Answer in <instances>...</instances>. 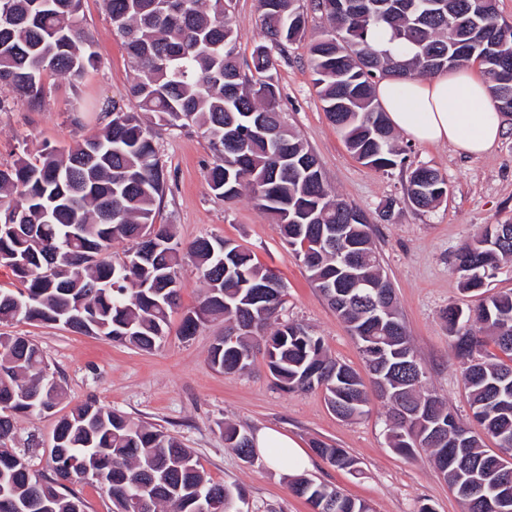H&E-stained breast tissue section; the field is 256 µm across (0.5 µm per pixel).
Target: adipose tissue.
Returning a JSON list of instances; mask_svg holds the SVG:
<instances>
[{"label":"adipose tissue","instance_id":"ef3b65f1","mask_svg":"<svg viewBox=\"0 0 512 512\" xmlns=\"http://www.w3.org/2000/svg\"><path fill=\"white\" fill-rule=\"evenodd\" d=\"M375 95L392 128L422 145L446 144L460 155L479 157L504 132L490 85L472 68L426 78H387L376 84ZM252 443L271 465L286 459L298 473L309 464L304 449L287 434L263 428Z\"/></svg>","mask_w":512,"mask_h":512}]
</instances>
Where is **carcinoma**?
Masks as SVG:
<instances>
[{"label": "carcinoma", "instance_id": "1", "mask_svg": "<svg viewBox=\"0 0 512 512\" xmlns=\"http://www.w3.org/2000/svg\"><path fill=\"white\" fill-rule=\"evenodd\" d=\"M311 0L329 29L308 43L309 66L323 110L362 164L387 171L405 164L403 149L374 93L388 77H427L477 62L492 84L497 110L512 112V25L496 0ZM230 0H103L123 38L136 75L123 99L99 104L107 122L66 150L43 149L0 169V267L21 285L0 288V324L27 320L151 351L179 306L178 271L193 262L206 284L188 310L182 334L224 321L209 362L243 371L263 346L271 375L288 391L319 390L337 416H363L369 393L387 401L389 445L410 457L430 451L455 491L462 512H512V460L484 447L490 437L512 450V292L444 313L453 355L466 361L462 382L476 432L438 396L425 391V371L399 318L397 297L384 280L365 214L339 198L314 152L288 125L280 108L272 50L304 39L303 0H260L263 42L241 71L239 32L227 17ZM413 46L409 54L380 51L374 37ZM82 0H0V88L31 107L41 105L44 77H66L74 92L75 123L83 111L81 80L94 66ZM195 126L212 152L211 190L230 203L244 195L276 221L338 318L357 340L370 370L365 383L332 358L305 325L280 320L285 284L239 245L202 237L188 245L175 225L156 223L164 194L157 130ZM435 168L413 169L403 202L428 209L447 195ZM512 224H485L455 254L467 292L481 288L512 258ZM132 246L119 259L112 244ZM356 257L370 288L348 284L347 259ZM493 350H488V347ZM63 395L40 348L24 336L0 334V512H85L72 485L91 479L106 488L116 512H244L237 486L204 475L191 451L163 428L89 398L58 420L52 436L53 477L41 481L28 462L6 448L20 415L51 413ZM224 441L255 461L252 438L224 427ZM332 467L357 471V461L326 442L313 445ZM292 492L312 512H371L340 488L297 475Z\"/></svg>", "mask_w": 512, "mask_h": 512}]
</instances>
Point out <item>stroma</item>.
<instances>
[{
	"label": "stroma",
	"instance_id": "stroma-1",
	"mask_svg": "<svg viewBox=\"0 0 512 512\" xmlns=\"http://www.w3.org/2000/svg\"><path fill=\"white\" fill-rule=\"evenodd\" d=\"M83 15L98 60L82 80L85 92L98 100L126 97L135 66L113 31L102 0H84ZM230 17L241 34L239 60L250 64L255 46L263 40L259 0H232ZM277 63L281 104L289 123L316 153L326 181L372 221L381 266L427 372L428 390L462 420H470L461 381L463 364L450 354L443 313L451 304L471 307L480 296L512 292V261L503 262L478 293L463 291L453 266L455 251L482 225L512 224V114L504 118L502 139L481 157L460 156L447 145L422 146L403 136L399 143L407 148L405 166L379 171L360 163L327 119L312 83L307 42L292 45ZM44 83L47 97L36 110L14 102L9 91L0 92L5 102L0 109V168L12 166L18 157L36 156L46 147H68L99 127L102 116L97 112L84 126L74 125L72 89L66 78L48 76ZM159 144L167 188L157 222L176 225L186 244L218 236L249 250L287 286L283 319L308 326L338 362L364 371L355 339L311 284L270 216L250 197L227 203L211 191L206 179L211 152L201 131L163 129ZM419 165L438 169L448 182L447 197L425 211L401 202L409 172ZM392 199L397 205L391 221H379V209ZM179 281L180 306L170 316L161 345L150 352L60 325L24 320L0 324V333L37 344L65 389L55 412L18 418L8 442L36 475L50 473L51 438L59 416L92 397L133 419L167 429L194 452L208 479L244 488L248 512H310V507L292 493L287 464L272 467L260 457L248 464L227 447L228 424L250 433L272 428L307 450L317 440L344 449L357 459L358 472L338 470L312 455L306 474L365 500L373 512H418L425 503L434 512H461L428 452L406 458L389 447L384 424L388 408L383 401L371 399L367 415L345 421L328 408L321 392H288L277 386L263 356H256L243 373L211 368L210 346L224 325L208 323L195 336L184 338L183 314L198 304L205 285L189 264L181 269Z\"/></svg>",
	"mask_w": 512,
	"mask_h": 512
}]
</instances>
